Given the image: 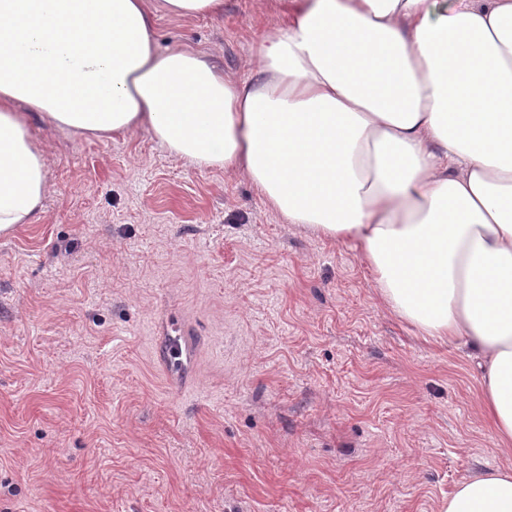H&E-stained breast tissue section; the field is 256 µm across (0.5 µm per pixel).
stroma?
I'll return each instance as SVG.
<instances>
[{
  "label": "stroma",
  "mask_w": 512,
  "mask_h": 512,
  "mask_svg": "<svg viewBox=\"0 0 512 512\" xmlns=\"http://www.w3.org/2000/svg\"><path fill=\"white\" fill-rule=\"evenodd\" d=\"M269 0L159 17L225 75ZM49 192L0 237V512H437L512 463L475 364L418 336L349 245L150 134L32 120Z\"/></svg>",
  "instance_id": "stroma-1"
}]
</instances>
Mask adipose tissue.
Returning <instances> with one entry per match:
<instances>
[{
  "instance_id": "adipose-tissue-1",
  "label": "adipose tissue",
  "mask_w": 512,
  "mask_h": 512,
  "mask_svg": "<svg viewBox=\"0 0 512 512\" xmlns=\"http://www.w3.org/2000/svg\"><path fill=\"white\" fill-rule=\"evenodd\" d=\"M275 2L253 80L157 45L159 15L218 17L224 0H0V235L48 194L30 115L87 138L146 131L358 249L393 313L468 348L512 453V0ZM438 512H512V465Z\"/></svg>"
}]
</instances>
